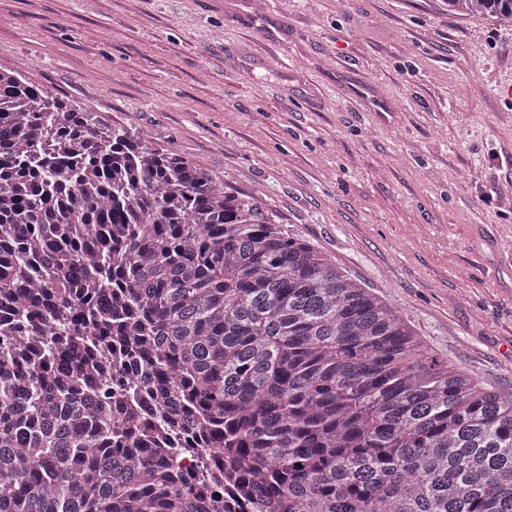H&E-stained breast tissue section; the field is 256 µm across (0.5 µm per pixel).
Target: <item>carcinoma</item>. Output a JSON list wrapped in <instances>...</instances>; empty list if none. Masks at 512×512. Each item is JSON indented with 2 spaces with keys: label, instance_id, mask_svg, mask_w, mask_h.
I'll return each instance as SVG.
<instances>
[{
  "label": "carcinoma",
  "instance_id": "carcinoma-1",
  "mask_svg": "<svg viewBox=\"0 0 512 512\" xmlns=\"http://www.w3.org/2000/svg\"><path fill=\"white\" fill-rule=\"evenodd\" d=\"M512 20V0H448ZM0 512H512V391L263 201L0 69ZM144 377L112 386V356Z\"/></svg>",
  "mask_w": 512,
  "mask_h": 512
}]
</instances>
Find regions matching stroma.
I'll list each match as a JSON object with an SVG mask.
<instances>
[{"label":"stroma","instance_id":"obj_1","mask_svg":"<svg viewBox=\"0 0 512 512\" xmlns=\"http://www.w3.org/2000/svg\"><path fill=\"white\" fill-rule=\"evenodd\" d=\"M7 67L261 198L431 356L512 389V21L447 0H0Z\"/></svg>","mask_w":512,"mask_h":512}]
</instances>
